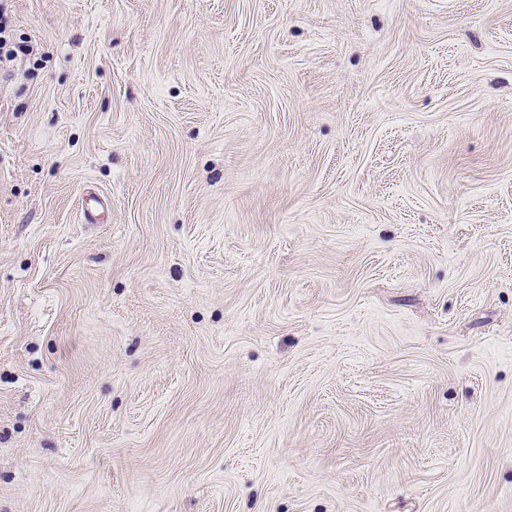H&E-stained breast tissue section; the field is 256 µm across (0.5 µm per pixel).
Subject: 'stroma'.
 <instances>
[{
    "label": "stroma",
    "mask_w": 512,
    "mask_h": 512,
    "mask_svg": "<svg viewBox=\"0 0 512 512\" xmlns=\"http://www.w3.org/2000/svg\"><path fill=\"white\" fill-rule=\"evenodd\" d=\"M0 17V512H512V0Z\"/></svg>",
    "instance_id": "obj_1"
}]
</instances>
